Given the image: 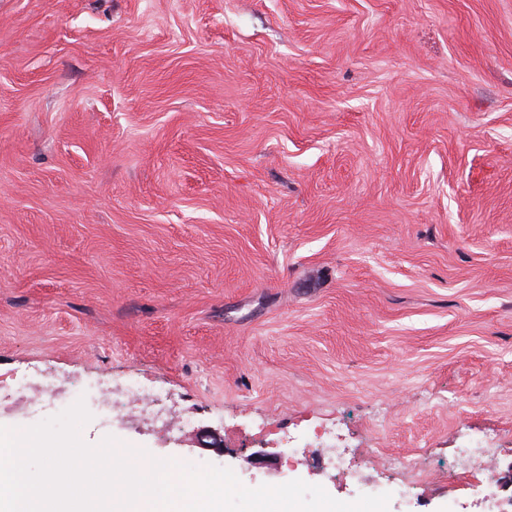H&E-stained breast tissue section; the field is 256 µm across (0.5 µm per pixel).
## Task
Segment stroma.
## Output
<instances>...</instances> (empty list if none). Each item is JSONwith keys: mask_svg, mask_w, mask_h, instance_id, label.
Instances as JSON below:
<instances>
[{"mask_svg": "<svg viewBox=\"0 0 512 512\" xmlns=\"http://www.w3.org/2000/svg\"><path fill=\"white\" fill-rule=\"evenodd\" d=\"M39 375L163 395L90 445L512 512V0H0V388ZM493 448L494 443L492 439L486 436H482L470 442V446L465 449V452L472 463L474 470H480L483 468ZM482 473L487 481H490L493 478L492 470L487 467L482 469Z\"/></svg>", "mask_w": 512, "mask_h": 512, "instance_id": "35a3bbf8", "label": "stroma"}]
</instances>
